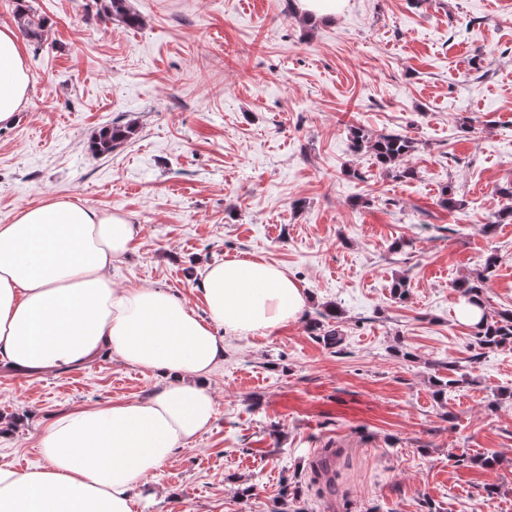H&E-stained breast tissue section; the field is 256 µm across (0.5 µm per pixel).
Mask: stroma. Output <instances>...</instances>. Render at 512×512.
<instances>
[{
    "mask_svg": "<svg viewBox=\"0 0 512 512\" xmlns=\"http://www.w3.org/2000/svg\"><path fill=\"white\" fill-rule=\"evenodd\" d=\"M27 3L50 26L20 40L29 103L0 129V224L76 200L140 225L112 265L123 287L200 312L206 264L247 257L307 296L297 320L225 341L211 427L133 512H512V401L496 397L512 390V349L475 344L455 288L497 254L487 306L512 309V219L497 218L512 185V0H348L311 26L291 0H131L135 29L97 0ZM118 116L135 138L92 154ZM355 127L412 138L413 176L354 150ZM449 192L459 208L442 207ZM317 317L342 346L311 330ZM450 375L436 398L433 378ZM157 384L108 354L29 375L0 362V463L37 466L52 417ZM463 452L500 463L456 466Z\"/></svg>",
    "mask_w": 512,
    "mask_h": 512,
    "instance_id": "35a3bbf8",
    "label": "stroma"
}]
</instances>
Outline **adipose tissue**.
Returning a JSON list of instances; mask_svg holds the SVG:
<instances>
[{"instance_id": "ef3b65f1", "label": "adipose tissue", "mask_w": 512, "mask_h": 512, "mask_svg": "<svg viewBox=\"0 0 512 512\" xmlns=\"http://www.w3.org/2000/svg\"><path fill=\"white\" fill-rule=\"evenodd\" d=\"M26 58L0 27V128L27 105ZM140 232L118 213L48 199L0 224V361L22 373L74 367L108 350L157 372L148 398L74 410L40 438L43 462L0 464V512H132L149 476L215 416L210 384L224 340L297 319L301 288L278 266L230 258L211 264L187 301L156 287L125 288L112 263Z\"/></svg>"}]
</instances>
